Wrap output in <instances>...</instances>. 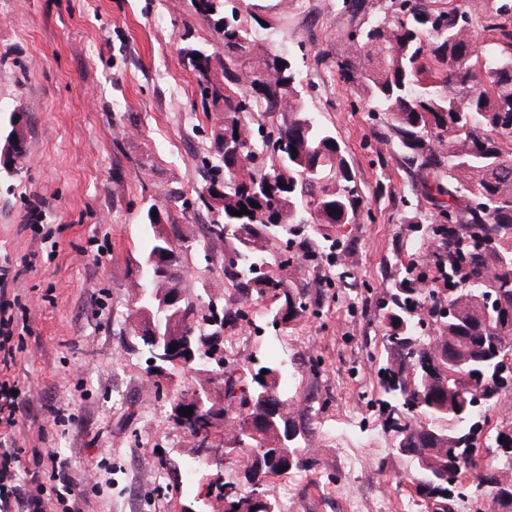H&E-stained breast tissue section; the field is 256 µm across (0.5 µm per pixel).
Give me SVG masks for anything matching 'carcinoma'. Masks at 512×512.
<instances>
[{
    "mask_svg": "<svg viewBox=\"0 0 512 512\" xmlns=\"http://www.w3.org/2000/svg\"><path fill=\"white\" fill-rule=\"evenodd\" d=\"M193 3L223 35L224 46L220 79L207 50L191 43L182 50L202 99L223 110L200 159L207 179L198 201L218 215L208 239L231 240L224 277L266 302L271 324L287 329L309 303L304 285L280 275L295 254L287 246L289 256L273 260V242L304 231L329 242L336 225L354 223L364 199L335 132L307 109L288 54L260 50L229 0ZM390 9L349 36L347 54L336 65L371 111L386 117L387 137L404 165L426 177L441 222L429 225L416 255L434 252L446 287L424 285L413 262L397 266L385 336H399L403 345L386 347L375 404L393 433L395 454L409 464L406 478L416 495L452 512L461 492H448V469L468 478L475 496L492 501L499 484L494 468L512 469V460L481 464L467 452L475 447L465 433L477 408L458 379L468 375L467 385L485 395L482 409L488 412L499 405L500 370L507 365L512 371V325L494 340L485 325L489 306L503 303L512 311V0H496L485 23L497 39L479 49L470 27L482 8L471 0L437 9L424 0H391ZM425 55L444 65L440 76L424 75ZM254 114L263 123L254 122ZM267 125L285 141L276 154L268 152ZM433 138L443 150L431 147ZM215 186L224 190L219 205L205 198ZM243 205L249 214L231 215ZM487 241L493 247L480 249ZM422 311L436 324L432 336L416 329ZM234 320L224 312L201 315L196 300L185 299L183 322L196 336H220ZM278 369L270 362L240 382L227 380L221 403L201 389L206 406L191 423L176 404V422L203 442L216 424L213 415L235 404L245 409L230 444L247 450L251 464L224 482L244 485L224 512H281L276 497L260 501L253 494L263 478L310 462L295 413L276 414L294 402L287 380L272 375ZM452 442L465 450L449 454Z\"/></svg>",
    "mask_w": 512,
    "mask_h": 512,
    "instance_id": "cac0c4a2",
    "label": "carcinoma"
}]
</instances>
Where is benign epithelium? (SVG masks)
<instances>
[{
	"label": "benign epithelium",
	"mask_w": 512,
	"mask_h": 512,
	"mask_svg": "<svg viewBox=\"0 0 512 512\" xmlns=\"http://www.w3.org/2000/svg\"><path fill=\"white\" fill-rule=\"evenodd\" d=\"M24 117L14 116L12 130L5 139V144L0 148V164L16 165L25 151V139L23 136ZM163 238L167 250L159 251L146 262L142 268L140 281L141 288L137 293L135 305V322L132 329L136 337L140 338L141 352L147 356L148 365L155 369L153 377L162 386H169V369L173 366L184 368L193 364L196 360H202V366L211 370L214 377H222V374L213 371L215 361L223 356L222 341L210 340V347L203 346L198 338H193L183 332L181 323V304L184 295L179 288L168 290L164 300L156 304L151 300L154 296L152 285L157 274L162 272L165 264L172 260L183 250L182 242L174 235L171 227L161 225ZM177 348H172V345Z\"/></svg>",
	"instance_id": "benign-epithelium-1"
}]
</instances>
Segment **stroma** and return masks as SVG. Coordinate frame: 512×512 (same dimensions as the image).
<instances>
[{"instance_id":"35a3bbf8","label":"stroma","mask_w":512,"mask_h":512,"mask_svg":"<svg viewBox=\"0 0 512 512\" xmlns=\"http://www.w3.org/2000/svg\"><path fill=\"white\" fill-rule=\"evenodd\" d=\"M239 0L255 35L287 53L302 94L340 141L364 209L336 227L350 276L332 285L327 259L300 260L288 279L304 283L316 314L280 332L264 323L262 303L224 276L228 246L205 242L212 215L195 202L205 184L198 155L210 122L180 48L190 41L222 60L219 36L192 0H0V118L24 115L26 152L19 173L0 170V263L9 262L19 303L8 376L16 381L18 423L0 429V446L31 456L55 448L83 490L81 512H184L200 495L224 512L217 484L248 462L228 447L223 423L212 439L222 465L207 463L197 438L174 419L175 396L221 384L193 370L158 387L124 316L135 298L149 246L146 211L159 203L191 246L183 288L203 284L238 313L232 375L264 361H286L313 464L288 473V512H434L417 507L406 461L378 409L385 355V311L398 263L408 261L418 224L438 222L420 175L409 172L364 102L340 78L336 61L349 33L387 13L391 0ZM182 202L164 201L167 190ZM67 421L58 425L56 414ZM355 460V469L344 466Z\"/></svg>"}]
</instances>
